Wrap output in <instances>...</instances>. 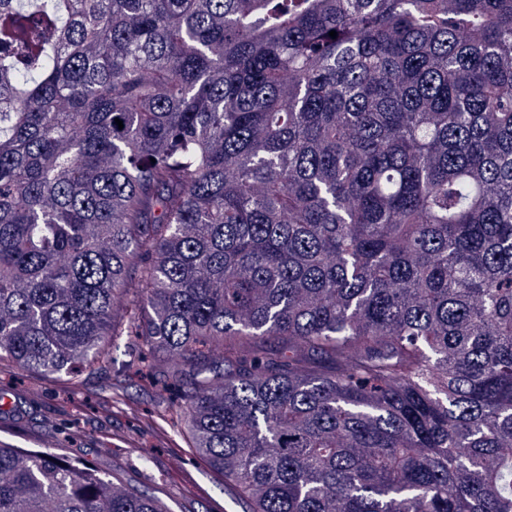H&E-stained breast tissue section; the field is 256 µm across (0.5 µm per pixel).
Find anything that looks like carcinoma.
Returning <instances> with one entry per match:
<instances>
[{
    "mask_svg": "<svg viewBox=\"0 0 512 512\" xmlns=\"http://www.w3.org/2000/svg\"><path fill=\"white\" fill-rule=\"evenodd\" d=\"M119 294L251 512H512V0H0V360ZM0 512L169 510L0 440Z\"/></svg>",
    "mask_w": 512,
    "mask_h": 512,
    "instance_id": "cac0c4a2",
    "label": "carcinoma"
}]
</instances>
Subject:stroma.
<instances>
[{"label": "stroma", "instance_id": "35a3bbf8", "mask_svg": "<svg viewBox=\"0 0 512 512\" xmlns=\"http://www.w3.org/2000/svg\"><path fill=\"white\" fill-rule=\"evenodd\" d=\"M106 370H87L80 384L0 363V392L20 409L0 414V440L16 447H50L80 460L118 487L155 495L170 512H247L249 505L195 448L188 419L158 373L165 355L142 337ZM152 461L143 464L142 452Z\"/></svg>", "mask_w": 512, "mask_h": 512}]
</instances>
